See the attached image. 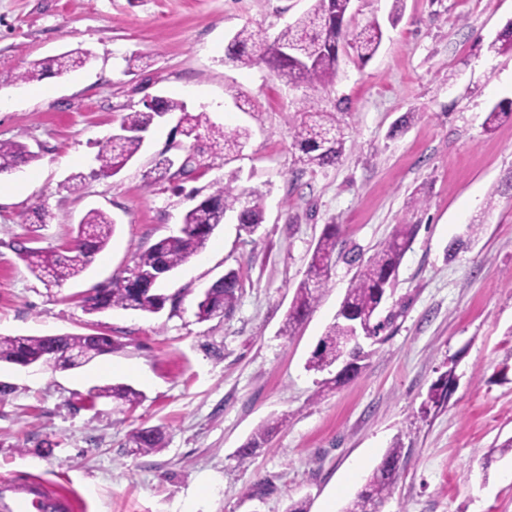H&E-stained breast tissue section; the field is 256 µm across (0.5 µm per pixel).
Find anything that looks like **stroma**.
I'll list each match as a JSON object with an SVG mask.
<instances>
[{
    "label": "stroma",
    "mask_w": 512,
    "mask_h": 512,
    "mask_svg": "<svg viewBox=\"0 0 512 512\" xmlns=\"http://www.w3.org/2000/svg\"><path fill=\"white\" fill-rule=\"evenodd\" d=\"M310 0H0V72L80 48L89 63L47 76V98L5 85L0 140L38 158L0 176V336L107 333L112 353L66 371L0 366V477H36L72 491L83 512H341L386 450L401 445L400 473L381 512H512V121L486 131L490 108L512 100V52L489 51L512 20V0H353L349 29L386 22L378 53L342 54L333 82L292 86L265 64L224 62L242 27L276 36ZM149 59L128 70L130 55ZM165 96L233 130L242 155L212 164L176 119L148 133L116 176L95 155L120 116ZM340 113L338 163L304 168L290 129L309 102ZM407 125H400L401 116ZM194 156L181 186L144 188L159 153ZM83 176L73 190V176ZM264 192L255 233L227 221L168 281L177 307L146 316L85 314L81 296L121 275L133 252L174 234L192 191L215 183ZM116 222L85 272L49 288L16 253L42 218L40 247L60 250L86 211ZM484 225L454 259L446 250L470 222ZM339 246L370 258L396 225L416 232L384 311L393 324L345 385L323 389L306 361L332 322L353 268L336 260L328 288L294 336L280 333L325 225ZM229 269L242 288L223 317L198 321L202 292ZM452 374L447 402L422 414L433 384ZM126 383L135 408L89 401L91 388ZM282 424L246 463L235 457L272 418ZM156 426L164 447L135 452L129 435Z\"/></svg>",
    "instance_id": "obj_1"
}]
</instances>
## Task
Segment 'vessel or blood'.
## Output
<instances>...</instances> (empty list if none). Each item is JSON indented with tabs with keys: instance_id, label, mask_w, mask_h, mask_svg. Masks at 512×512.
Segmentation results:
<instances>
[{
	"instance_id": "vessel-or-blood-1",
	"label": "vessel or blood",
	"mask_w": 512,
	"mask_h": 512,
	"mask_svg": "<svg viewBox=\"0 0 512 512\" xmlns=\"http://www.w3.org/2000/svg\"><path fill=\"white\" fill-rule=\"evenodd\" d=\"M75 495L29 477L0 479V512H81Z\"/></svg>"
}]
</instances>
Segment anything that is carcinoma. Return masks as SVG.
Returning <instances> with one entry per match:
<instances>
[{
    "label": "carcinoma",
    "instance_id": "cac0c4a2",
    "mask_svg": "<svg viewBox=\"0 0 512 512\" xmlns=\"http://www.w3.org/2000/svg\"><path fill=\"white\" fill-rule=\"evenodd\" d=\"M352 0H311L310 7L275 37L247 26L229 40L224 51V63L235 67H251L265 63L278 75L294 85L315 89L336 78L340 56L352 49L362 61L370 60L383 40V29L378 19L368 21L351 31L347 22ZM290 45L296 49V58H281L276 47ZM90 54L80 49L70 50L53 59L36 60L26 69L10 74L0 73V86L38 81L46 75L58 76L82 68ZM162 112L181 113V135L195 144L201 139L209 142L210 158L227 162L239 156L246 147L250 132L246 128L226 132L209 123L206 113L192 114L175 99L159 97L143 102L142 108L121 115L118 128L127 131L123 136L112 135L100 146L96 155L98 173L115 176L141 150L143 140L139 131H147L160 119ZM504 118H512V101H502L492 107L486 117L489 129ZM292 146L299 151L298 161L306 167H325L336 164L344 150V132L341 119L315 106H310L300 122L291 128ZM37 155L25 144L0 141V175L9 174L23 164L34 161ZM189 173L184 168L173 170L172 158L162 155L145 175V187L151 188L163 181H173ZM235 218L249 234L264 222L263 193L253 188H239L232 182L219 184L215 190L199 199L182 217L179 233L162 238L145 251L133 254L130 269L107 285L92 289L82 304L87 314L109 309L156 314L166 303L177 304V297L161 293L162 272H174L194 256L200 254L219 227L221 215ZM115 222L107 213L89 210L78 224L74 244L65 251L23 246L19 256L27 270L48 287H59L79 276L97 254L108 245ZM416 231L414 224L396 225L392 235L380 244L365 263L358 266L350 287L308 360L307 368L323 371L342 357L352 360L353 374H358L359 361L368 353L361 348L349 352L343 348L351 335L352 322L367 324L373 336H379L392 321L389 314L378 318L383 295L394 288L396 273L402 257ZM339 245L336 225L325 226L311 255L306 278L296 289L288 314L280 330L283 336H292L296 327L313 311L321 292L327 288L332 260ZM241 289L238 271L228 270L215 280L201 295L196 316L205 321L231 310ZM114 340L106 334L47 336H0V364L35 365L54 370L78 367L93 359L112 353ZM90 397L112 398L128 408H134L142 394L125 384L97 386ZM279 427V422L258 428L237 451L240 461L249 459L262 447ZM130 443L143 454L160 451L164 437L159 427H142L130 434ZM402 448L388 449L368 477L362 490L350 501L343 512H370L392 495L400 471Z\"/></svg>",
    "mask_w": 512,
    "mask_h": 512
}]
</instances>
